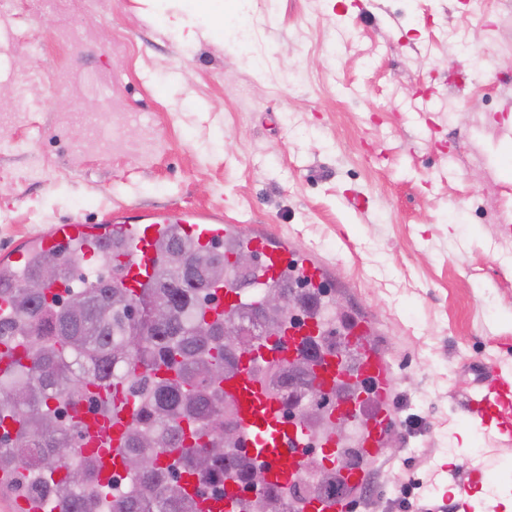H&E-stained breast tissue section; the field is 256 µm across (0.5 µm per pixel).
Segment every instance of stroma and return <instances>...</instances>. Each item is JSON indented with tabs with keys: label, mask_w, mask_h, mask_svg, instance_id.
<instances>
[{
	"label": "stroma",
	"mask_w": 512,
	"mask_h": 512,
	"mask_svg": "<svg viewBox=\"0 0 512 512\" xmlns=\"http://www.w3.org/2000/svg\"><path fill=\"white\" fill-rule=\"evenodd\" d=\"M512 0H0V257L136 206L223 210L328 261L396 372L356 512L512 494L464 398L512 373ZM184 6L193 14H203L214 30L224 29L223 0H183Z\"/></svg>",
	"instance_id": "stroma-1"
}]
</instances>
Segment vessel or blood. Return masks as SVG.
<instances>
[{"mask_svg": "<svg viewBox=\"0 0 512 512\" xmlns=\"http://www.w3.org/2000/svg\"><path fill=\"white\" fill-rule=\"evenodd\" d=\"M178 225L185 240L197 247H223L224 264L232 266L237 250L256 255L258 271L249 287H241L233 276L209 286L208 320L231 318L240 310L257 306L265 288L297 275L309 284H326L330 266L314 253L296 254L287 238L269 233L262 225L229 224L219 210L192 208L114 211L103 222H71L52 225L48 233L27 239L26 250L9 254L13 263L24 262L33 249L53 248L70 254L80 252L92 259L120 237L123 247L117 256L123 288L139 293L150 286L157 274V246L169 225ZM338 332L335 348L321 340ZM377 323L370 314L351 311L339 329L316 315L298 325H288L282 348L258 344L246 353L239 370L224 379V398L237 412L236 445L247 451L265 474L269 486L286 491L304 476L303 461L314 448L326 452L339 464L343 491L334 497H311L292 503L293 512H351L364 488L371 464L384 455L386 435L397 424L393 404L395 377L384 350L376 343ZM309 357L317 377V388L328 394L329 417H342V432L317 431L302 411L288 413L283 398L268 388L267 370L279 361ZM98 409L83 413L81 451L94 455L100 481L111 479L121 469V450L126 434L137 425L139 402L105 387L100 391ZM464 413L475 423L496 428L512 436V376L495 373L463 403ZM357 449L358 463L342 467L344 449ZM247 498L241 482L224 478L221 497L197 496L198 512H241Z\"/></svg>", "mask_w": 512, "mask_h": 512, "instance_id": "b4317fda", "label": "vessel or blood"}]
</instances>
